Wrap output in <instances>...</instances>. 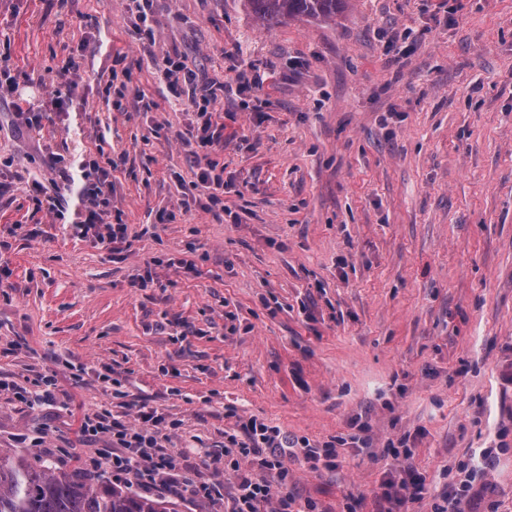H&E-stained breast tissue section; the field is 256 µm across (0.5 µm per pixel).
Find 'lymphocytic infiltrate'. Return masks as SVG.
Segmentation results:
<instances>
[{
  "label": "lymphocytic infiltrate",
  "mask_w": 512,
  "mask_h": 512,
  "mask_svg": "<svg viewBox=\"0 0 512 512\" xmlns=\"http://www.w3.org/2000/svg\"><path fill=\"white\" fill-rule=\"evenodd\" d=\"M217 97L218 89L212 84L192 95L188 109L197 114L199 123L182 138L183 144L194 154L208 159L206 167L197 175L196 185L206 197V211L216 217L224 211V178L218 172V162L211 158L215 145L224 136V126L219 123L213 108ZM110 174V169L99 166L95 169L94 179L84 180L80 190L82 207L77 213V221L70 226L74 237L91 236L108 246L123 242L125 225L107 226L103 223L107 209L112 206ZM135 415V421L130 422L108 408L84 414L78 428L80 438L105 442L91 458L90 471L109 470L113 481L135 484L145 491L188 495L207 501L220 497L218 482L198 480L164 445L156 430L164 417L157 408L141 403L137 405ZM239 428V434L228 438L223 461L210 457L201 460L205 469L221 466L225 471L235 472L236 492L228 512H264L268 504L273 505V512H295L296 500L290 493H274L262 478L240 471L237 460L241 454L253 456L259 469L274 470L280 478H287L288 470L279 454L285 445L279 429L254 418L240 422Z\"/></svg>",
  "instance_id": "obj_1"
}]
</instances>
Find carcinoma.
<instances>
[{
    "mask_svg": "<svg viewBox=\"0 0 512 512\" xmlns=\"http://www.w3.org/2000/svg\"><path fill=\"white\" fill-rule=\"evenodd\" d=\"M264 21L332 19L344 0H246ZM0 512H179L176 504L137 495L99 479L31 465L21 451L0 450Z\"/></svg>",
    "mask_w": 512,
    "mask_h": 512,
    "instance_id": "cac0c4a2",
    "label": "carcinoma"
}]
</instances>
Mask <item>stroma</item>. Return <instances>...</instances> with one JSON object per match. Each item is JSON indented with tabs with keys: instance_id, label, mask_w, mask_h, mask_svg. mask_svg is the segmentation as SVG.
<instances>
[{
	"instance_id": "35a3bbf8",
	"label": "stroma",
	"mask_w": 512,
	"mask_h": 512,
	"mask_svg": "<svg viewBox=\"0 0 512 512\" xmlns=\"http://www.w3.org/2000/svg\"><path fill=\"white\" fill-rule=\"evenodd\" d=\"M131 6L0 0V71L18 77L0 91V379L52 374L59 392L37 409L1 396L0 450L80 471L96 445L75 431L109 372L164 413L188 467L254 417L346 440L332 470L287 449L273 490L376 512L385 471L411 467L428 499L401 512H428L502 446L461 510L512 512V0H345L335 19L286 23L246 0H152L150 42ZM168 54L224 87L220 221L198 204L206 161L180 139L193 115L158 74ZM71 61L75 110L28 132L20 109L48 103ZM92 159L112 166L119 253L65 230ZM35 180L58 184V213L36 209ZM182 256L196 273L171 266ZM147 268L153 287H135ZM362 424L367 443H350ZM45 425L66 456L35 445ZM403 437L408 459L391 448Z\"/></svg>"
}]
</instances>
